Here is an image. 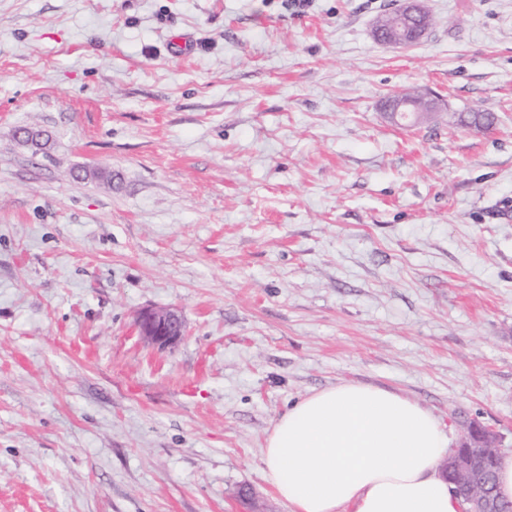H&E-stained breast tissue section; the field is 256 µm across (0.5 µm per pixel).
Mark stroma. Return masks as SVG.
<instances>
[{
	"mask_svg": "<svg viewBox=\"0 0 512 512\" xmlns=\"http://www.w3.org/2000/svg\"><path fill=\"white\" fill-rule=\"evenodd\" d=\"M400 2L0 0V512H290L266 439L342 383L512 454V0ZM420 11H423L420 0L404 1L394 15L396 27L403 30L404 37L400 40H388L384 43L400 48H408L423 38L427 34V31L421 27L415 26L412 18L417 17ZM405 94L406 93L401 92L387 97L386 112H389V117L392 121L399 122L398 119L400 117L407 119L421 112H437L436 103L433 101H429L424 107L419 106L423 105L426 101L424 95L418 92L408 93L415 97L418 105L412 96ZM140 335L160 348L174 347L185 336V323L181 315L171 309H146L137 319Z\"/></svg>",
	"mask_w": 512,
	"mask_h": 512,
	"instance_id": "1",
	"label": "stroma"
}]
</instances>
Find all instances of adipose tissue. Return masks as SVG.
I'll return each instance as SVG.
<instances>
[{"label": "adipose tissue", "mask_w": 512, "mask_h": 512, "mask_svg": "<svg viewBox=\"0 0 512 512\" xmlns=\"http://www.w3.org/2000/svg\"><path fill=\"white\" fill-rule=\"evenodd\" d=\"M448 436L430 411L390 390L349 383L293 405L264 458L291 512H460L440 463Z\"/></svg>", "instance_id": "ef3b65f1"}]
</instances>
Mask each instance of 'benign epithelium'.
I'll use <instances>...</instances> for the list:
<instances>
[{"instance_id":"1","label":"benign epithelium","mask_w":512,"mask_h":512,"mask_svg":"<svg viewBox=\"0 0 512 512\" xmlns=\"http://www.w3.org/2000/svg\"><path fill=\"white\" fill-rule=\"evenodd\" d=\"M422 10L421 0H405L394 15L396 27L403 30L404 37L390 40L388 44L408 48L423 38L427 31L413 24V18ZM386 111L396 122L401 117L407 119L421 112H435L437 107L433 101L421 107L413 97L401 92L387 97ZM136 325L144 339L160 348L173 347L185 336L183 318L171 309H146L138 315ZM496 447L497 434L477 423L471 426L469 435L461 440L444 465L454 493L467 504L466 512H494L484 495L478 492L473 472L478 463L488 462L490 449Z\"/></svg>"}]
</instances>
